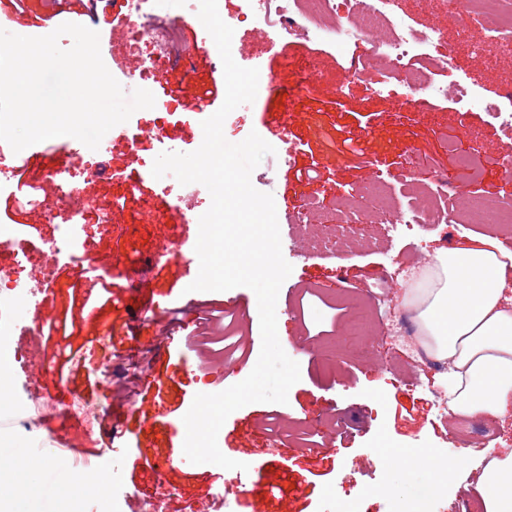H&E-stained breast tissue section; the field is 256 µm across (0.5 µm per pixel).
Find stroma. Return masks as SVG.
Listing matches in <instances>:
<instances>
[{
  "label": "stroma",
  "instance_id": "stroma-1",
  "mask_svg": "<svg viewBox=\"0 0 512 512\" xmlns=\"http://www.w3.org/2000/svg\"><path fill=\"white\" fill-rule=\"evenodd\" d=\"M405 20L417 28H439L437 54L455 50L462 71H441L437 79L452 85L465 77L488 100L512 93V53L487 46L486 62H475L459 30L448 17V0H399ZM111 0H0V22L7 30L24 31L40 24L52 30L65 22L93 26L102 42L104 63L125 55L116 33ZM204 36L194 23L183 26L180 41L187 58L174 62L163 77L159 95L168 111L189 105L197 111L188 122L167 125L166 145L196 150L201 123L225 98L223 64L218 51L203 47ZM233 45L247 49L237 62L259 70L255 101L232 111L224 124L230 142L257 132L274 154L265 156L252 172L253 186L272 194L280 229L282 252L293 271L280 288L276 313L285 319L279 338L286 354L300 366L301 379L288 401L252 403L233 412L220 430V447L229 458L248 463L240 476L247 492L236 512H403L429 506L430 512H479L469 472L449 475L440 493L433 478L420 471L380 465L382 453L402 457L424 451L447 454L449 448H471L469 471H480L499 449L512 448V421L478 419L468 427L452 428L445 403L433 392L431 381L444 377L440 361L430 360L422 376L403 368L402 356L387 330H369L354 336L349 330L353 311L366 304L369 291L388 279V296H395L399 255H427L434 247L452 246L463 232L444 235L441 229L395 224L376 212L365 186L375 179L389 183L403 195L407 172L416 176L414 192L427 195L443 190L455 200L477 193L512 203V178L505 177L496 155H512V137L481 109L460 119L461 108L452 98L434 102L425 112L398 109L363 83L348 84L346 70L361 49H338L310 42L302 35L269 40L249 26L235 30ZM161 145L144 142L138 150L124 143L96 157L98 170L82 187L91 210L109 205L113 197L129 194L125 207L113 208L108 224L86 225L97 271L82 273L67 258L54 271L56 288L44 296L55 320L72 315L69 338L53 334L41 343L49 363L36 384L25 372L11 382L12 393L34 389L40 396L68 402L72 392L107 407L106 430H117L125 456L121 485L128 494L124 512H140L141 505L160 486H168L163 512H189L199 500L217 494L212 464L183 465V437L171 436L201 390L221 392L244 380L261 349L257 298L246 287L223 292H192L188 286L198 266L182 260L154 258L160 238H174L183 221L172 207L164 180L153 178V161ZM39 155L24 150L14 156L25 166L27 182L40 180L54 168L72 166L73 143L54 138L40 144ZM485 154L482 177L469 183L460 167L463 154ZM321 214L323 237L344 246L326 251L306 249L302 229L307 204ZM22 236L31 246L56 231L66 218L56 207L53 218L37 209L13 211ZM148 281L147 298L155 311L166 314L163 323L145 321L127 291ZM108 287L111 298L91 313H83L87 299ZM238 305L243 319L225 326L202 319L221 303ZM232 330L241 355L222 361L209 351L210 339ZM78 349L69 371L59 372L60 347ZM113 345V371L99 369L106 345ZM72 418L49 415L29 423L0 427V441L27 446L29 437L42 440L47 452L86 462V475L111 464L102 442L60 447L54 435L77 428Z\"/></svg>",
  "mask_w": 512,
  "mask_h": 512
}]
</instances>
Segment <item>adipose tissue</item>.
Segmentation results:
<instances>
[{
  "label": "adipose tissue",
  "instance_id": "obj_1",
  "mask_svg": "<svg viewBox=\"0 0 512 512\" xmlns=\"http://www.w3.org/2000/svg\"><path fill=\"white\" fill-rule=\"evenodd\" d=\"M400 303L414 313L416 344L448 366L453 426L512 418V250L486 236L437 248L420 287L403 289ZM0 471L34 478L0 512H62L46 467L0 448ZM474 490L484 512H512V448L490 459Z\"/></svg>",
  "mask_w": 512,
  "mask_h": 512
}]
</instances>
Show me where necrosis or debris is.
<instances>
[{"mask_svg":"<svg viewBox=\"0 0 512 512\" xmlns=\"http://www.w3.org/2000/svg\"><path fill=\"white\" fill-rule=\"evenodd\" d=\"M125 4L127 24L121 35L137 50L118 63L125 77L123 89L157 91L161 75L172 62V48L182 24L198 20L199 0H125ZM396 7V0H240L236 13L226 17L225 22L233 27L252 26L272 40L298 33L332 48L366 42L369 54L351 62L349 80L374 82L377 93L386 95L397 106L418 110L449 95L461 109H485L498 119L502 129H512V95L491 102L466 81L455 82L449 88L421 69L422 60L439 40L440 32L403 23L396 16ZM450 14L474 54H481L484 45L491 42L512 52V0H451ZM396 80L401 81V89L393 88ZM27 201L48 216L60 201L68 213V220L59 225L57 235L43 242L39 250L42 263L35 275L26 270L28 249L16 225L0 224V246L14 254L13 269L0 270V356L8 365L40 372L47 364L39 356L38 338L14 348L6 346L5 341L23 323L25 313L42 310L45 293L55 285L53 272L60 256H68L78 269L92 264L94 257L81 239L89 212L76 172H48L34 183ZM411 211L418 224L464 227L476 220L483 224L512 223L511 203L482 210L472 199L467 211L462 212L454 207L441 209L430 198L416 199ZM60 411L80 421L77 438L88 441L98 432L105 407L77 394L62 406L30 394L0 405V419Z\"/></svg>","mask_w":512,"mask_h":512,"instance_id":"obj_1","label":"necrosis or debris"}]
</instances>
